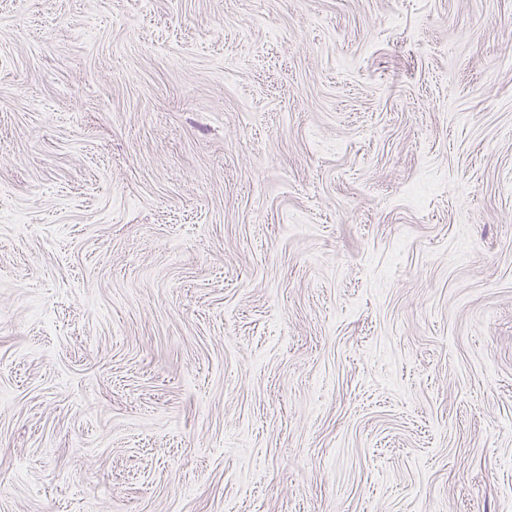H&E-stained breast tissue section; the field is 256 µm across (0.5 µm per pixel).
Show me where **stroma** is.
<instances>
[{"instance_id":"stroma-1","label":"stroma","mask_w":512,"mask_h":512,"mask_svg":"<svg viewBox=\"0 0 512 512\" xmlns=\"http://www.w3.org/2000/svg\"><path fill=\"white\" fill-rule=\"evenodd\" d=\"M0 512H512V0H0Z\"/></svg>"}]
</instances>
